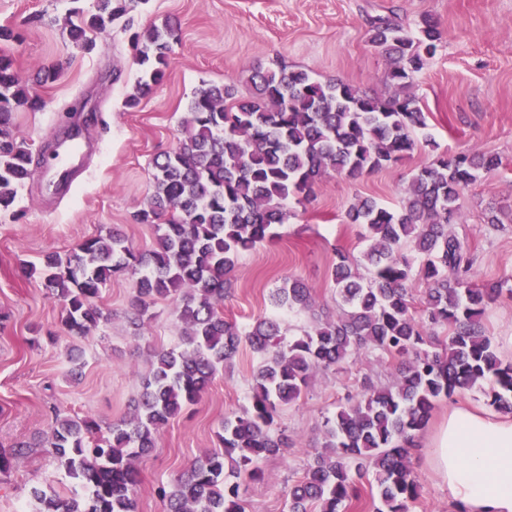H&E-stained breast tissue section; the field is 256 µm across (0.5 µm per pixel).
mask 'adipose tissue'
<instances>
[{"instance_id": "1", "label": "adipose tissue", "mask_w": 512, "mask_h": 512, "mask_svg": "<svg viewBox=\"0 0 512 512\" xmlns=\"http://www.w3.org/2000/svg\"><path fill=\"white\" fill-rule=\"evenodd\" d=\"M429 464L460 512H512V415L452 407Z\"/></svg>"}]
</instances>
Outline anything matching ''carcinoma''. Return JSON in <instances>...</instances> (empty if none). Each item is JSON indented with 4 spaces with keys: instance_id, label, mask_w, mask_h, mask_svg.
I'll return each instance as SVG.
<instances>
[{
    "instance_id": "cac0c4a2",
    "label": "carcinoma",
    "mask_w": 512,
    "mask_h": 512,
    "mask_svg": "<svg viewBox=\"0 0 512 512\" xmlns=\"http://www.w3.org/2000/svg\"><path fill=\"white\" fill-rule=\"evenodd\" d=\"M142 2L97 0L95 13L69 22V40L91 43ZM179 39L180 28L169 21L131 34L142 75L126 108H137L164 81ZM368 41L390 60L384 76L390 95L324 83L302 69H255L247 97L233 84L205 83L187 103L177 144L153 158V190L133 215L138 224L155 225L153 245L136 252L114 229L85 239L64 258L45 256L38 271L24 269L39 273L63 302V325L75 336L109 320L97 299L117 274L131 280L135 326L148 325L154 304L169 300L185 329L179 348L153 353L132 411L107 434L91 417L55 413L47 445L73 493L32 488L36 512H137L133 459L156 447L161 429L200 401L243 345L260 357L250 404L224 416L219 449L195 461L172 488L158 487L164 512H245L241 481L261 479L264 462L288 447L278 427L283 407L301 398L315 372L338 369L362 351L391 361L394 380L379 385L364 378L359 396L325 420L320 449L288 488V512H351L361 507L366 486L379 497L376 512H408L420 496L410 448L437 401L487 382L489 405L512 413V362L498 356L483 322L491 304L512 298V288L502 281L470 284L476 256L451 229L464 191L501 166L496 154L468 148L429 161L410 177L397 210L372 198L349 206L344 222L363 227L369 245L359 259L335 250V318H318L289 339L274 317L248 328L224 318L239 256L278 237L289 199L301 204L325 177L356 180L418 147L427 120L411 87L441 45L438 23L424 15L412 30L376 17ZM36 106L14 60L0 54V212L16 207L32 175V152L14 134V114ZM417 280L424 288L415 313ZM272 299L289 312L313 310L299 278L284 282ZM37 448H0V473Z\"/></svg>"
}]
</instances>
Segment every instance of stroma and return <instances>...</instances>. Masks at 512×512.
Returning a JSON list of instances; mask_svg holds the SVG:
<instances>
[{"mask_svg":"<svg viewBox=\"0 0 512 512\" xmlns=\"http://www.w3.org/2000/svg\"><path fill=\"white\" fill-rule=\"evenodd\" d=\"M75 9L95 13L96 0H0V27L19 34L0 40V54L14 59L40 103L15 115V134L32 151L34 174L15 213H0V446L24 440L40 449L0 476V512H34L35 486L69 494L72 484L45 445L55 410L111 426L128 415L154 351L182 342L183 327L170 301L153 306L149 327L139 330L129 322L132 290L125 275L111 278L102 290L99 303L110 321L88 335H71L61 322L62 301L39 277H23L19 268L39 264L48 252L68 254L115 225L134 249L152 245L153 228L134 223L133 214L152 190L151 158L175 146L185 106L202 82L232 83L245 96L252 70L283 65L386 96L389 63L367 39L369 19L392 15L412 28L429 14L443 34L436 56L411 88L427 116L432 146L356 180L332 176L318 183L308 201L289 203L278 238L240 256L224 299L227 320L244 326L274 314L284 333L300 334L308 316L275 310L270 302L288 275L308 285L321 317L335 316L332 249L358 256L366 247L361 227L343 223L346 209L363 197L399 208L416 169L469 147L498 154L502 165L465 191L455 230L478 254L473 282L512 277V224L501 230L485 222L488 207L512 209V0H145L130 14L131 31L175 20L181 39L167 81L133 111L124 108L139 75L131 31L117 23L92 44L75 45L66 27ZM51 64L60 65V78L38 83L37 72ZM82 106L96 115L85 126L91 152L62 196L49 187L44 169L53 136L79 120ZM485 327L500 356L511 361L512 299L488 308ZM258 363L242 347L200 402L170 419L154 451L136 459L138 512H162L156 487L172 484L217 449L225 415L248 404ZM366 376L378 383L392 380L388 363L364 353L341 369L316 372L304 395L283 408L280 423L289 446L265 462L261 480L242 483L246 512H288L286 492L302 477L325 417ZM485 390L479 384L441 401L417 435L409 461L420 497L409 512H456L429 469V444L452 404L487 406Z\"/></svg>","mask_w":512,"mask_h":512,"instance_id":"35a3bbf8","label":"stroma"}]
</instances>
